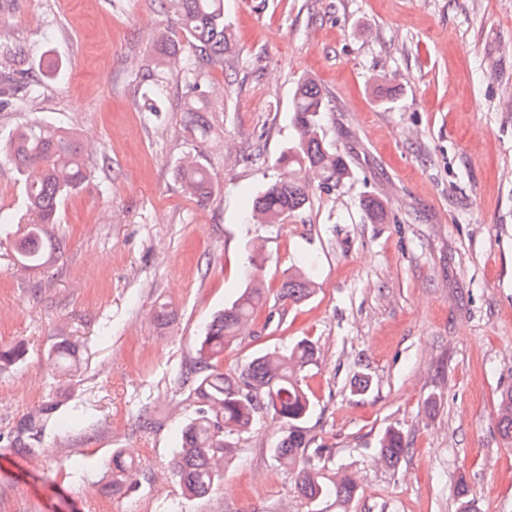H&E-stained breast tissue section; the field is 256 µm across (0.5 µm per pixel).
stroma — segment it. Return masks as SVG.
Listing matches in <instances>:
<instances>
[{
  "mask_svg": "<svg viewBox=\"0 0 512 512\" xmlns=\"http://www.w3.org/2000/svg\"><path fill=\"white\" fill-rule=\"evenodd\" d=\"M236 56L212 70L207 137L182 110L187 79L168 75L165 110L141 111L133 75L176 16L152 0H0V59H53L58 79L0 112V135L42 121L91 145L90 175L60 204L63 243L48 271L19 270L10 235L27 222L23 178L0 162V512H312L269 450L263 419L224 461L220 489L182 496L171 473L195 405L179 385L197 341L242 286L255 240L267 301L224 354L240 371L260 350L307 337L312 446L356 497L323 512H512V443L498 425L512 386V0H224ZM314 80L325 132L351 158L336 190L281 224H252L251 198L279 174L291 97ZM262 152L256 164L247 155ZM198 155L215 191L185 195L177 162ZM380 199L384 223L368 220ZM311 298L284 300L294 266ZM165 318H157L158 307ZM76 343L67 368L53 346ZM367 374L366 394L351 390ZM398 429L408 451L380 463ZM32 448L14 453L15 443ZM140 462L131 489L107 487L113 449Z\"/></svg>",
  "mask_w": 512,
  "mask_h": 512,
  "instance_id": "1",
  "label": "stroma"
}]
</instances>
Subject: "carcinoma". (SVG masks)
Masks as SVG:
<instances>
[{"label": "carcinoma", "instance_id": "carcinoma-1", "mask_svg": "<svg viewBox=\"0 0 512 512\" xmlns=\"http://www.w3.org/2000/svg\"><path fill=\"white\" fill-rule=\"evenodd\" d=\"M157 6L164 13L178 16L191 48L185 63V70L192 77L191 96L184 102L183 111L193 128L205 135L209 128L204 115L208 111L205 77L212 68L224 66V58L235 52L231 27L224 18V0H157ZM182 51L180 41L164 36L153 44L155 60L161 66ZM57 71L56 63L21 68L13 58L0 60V85L10 91L0 97V112L39 93ZM134 82L142 91V110L157 111V102L166 92L164 77L148 69L136 75ZM291 111L295 135L276 159L279 178L252 201V216L261 224H281L310 204L312 189L307 171H318L321 188L328 191L342 185L351 174L347 156L324 134L327 101L317 83L309 79L297 83ZM1 157L22 175L36 172L33 179L25 182L26 208L33 220L16 241L17 265L23 270L48 268L55 262L59 241L55 232L59 205L64 196L79 189L88 178L84 149L63 126L31 123L0 139ZM175 181L184 191L202 199L212 193V176L195 157L184 158L176 165ZM363 207L371 221L385 220L386 208L380 200L369 197ZM262 278V264L249 259L243 270L242 292L207 325L193 366L178 380L183 386L193 387L198 405L180 429L172 472L186 498L211 496L223 483L224 458L237 447L240 435L267 415L283 428V435L270 454L277 466L295 472L301 497L310 504L331 498L346 504L355 498L357 484L347 475L333 479L324 476L331 449L310 447L302 428L312 409L302 372L316 361V343L303 338L291 346L260 353L236 375L224 372V352L248 329L265 303ZM314 291L313 282L299 271L289 275L280 289L282 297L293 303L309 299ZM498 416L502 437L512 441V387L501 394ZM406 451L401 434L386 430L380 439L384 462L394 467ZM138 471V465L122 451H112V489L130 486Z\"/></svg>", "mask_w": 512, "mask_h": 512}]
</instances>
